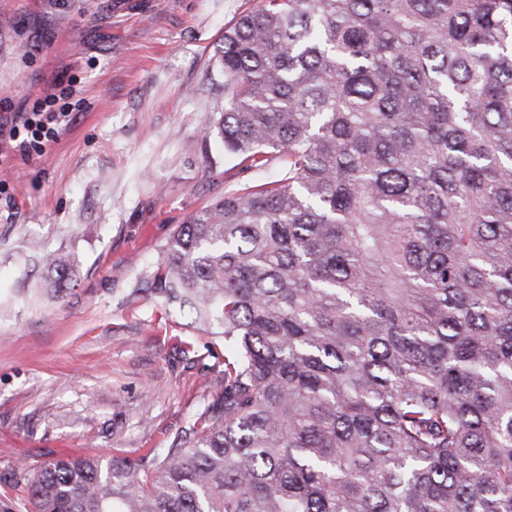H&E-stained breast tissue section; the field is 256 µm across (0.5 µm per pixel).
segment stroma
Wrapping results in <instances>:
<instances>
[{"mask_svg": "<svg viewBox=\"0 0 512 512\" xmlns=\"http://www.w3.org/2000/svg\"><path fill=\"white\" fill-rule=\"evenodd\" d=\"M257 0H0V118L72 87L41 154L0 142V512H32L25 469L165 448L219 390L224 344L185 332L147 275L176 225L252 183L207 113L212 58ZM63 250L61 292L26 257Z\"/></svg>", "mask_w": 512, "mask_h": 512, "instance_id": "35a3bbf8", "label": "stroma"}]
</instances>
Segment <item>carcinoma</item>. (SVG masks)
Masks as SVG:
<instances>
[{
  "label": "carcinoma",
  "instance_id": "1",
  "mask_svg": "<svg viewBox=\"0 0 512 512\" xmlns=\"http://www.w3.org/2000/svg\"><path fill=\"white\" fill-rule=\"evenodd\" d=\"M215 58L207 129L279 179L148 279L221 391L167 448L45 464L33 512H512V0H260Z\"/></svg>",
  "mask_w": 512,
  "mask_h": 512
}]
</instances>
